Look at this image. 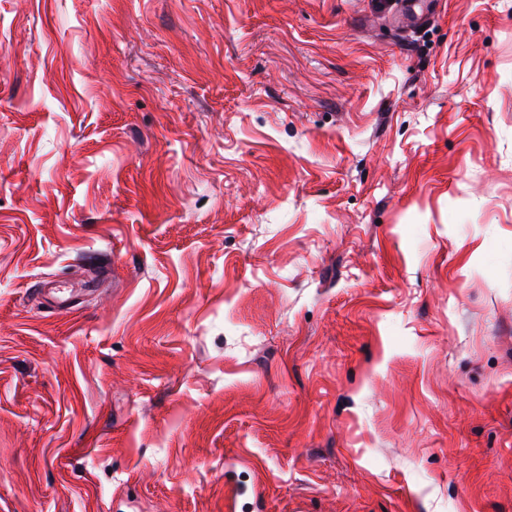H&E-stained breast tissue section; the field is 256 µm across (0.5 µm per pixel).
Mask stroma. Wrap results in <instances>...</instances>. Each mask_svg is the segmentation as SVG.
<instances>
[{
    "instance_id": "35a3bbf8",
    "label": "stroma",
    "mask_w": 512,
    "mask_h": 512,
    "mask_svg": "<svg viewBox=\"0 0 512 512\" xmlns=\"http://www.w3.org/2000/svg\"><path fill=\"white\" fill-rule=\"evenodd\" d=\"M0 512H512V0H0Z\"/></svg>"
}]
</instances>
